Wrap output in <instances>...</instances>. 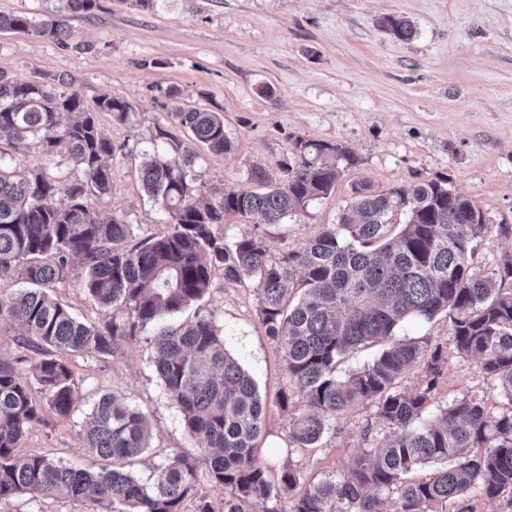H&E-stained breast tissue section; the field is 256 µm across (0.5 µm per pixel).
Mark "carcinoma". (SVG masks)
<instances>
[{
  "label": "carcinoma",
  "mask_w": 512,
  "mask_h": 512,
  "mask_svg": "<svg viewBox=\"0 0 512 512\" xmlns=\"http://www.w3.org/2000/svg\"><path fill=\"white\" fill-rule=\"evenodd\" d=\"M95 0H66L64 10L35 21L0 14V31L32 30L63 41L74 13ZM386 28L399 40L415 34L405 19L389 18ZM64 75L19 81L0 73V281L20 280L28 288L0 294V335L37 352V358H0V501L26 495L65 498L91 512H214L198 488L205 464L209 481L224 489V512H436L477 489L489 500L508 497L512 508V257L483 273L473 265L487 224L483 211L438 177L405 187L376 190L361 182L337 215V223L278 257L265 238L249 234L232 243L218 227L228 217L251 224H277L329 197L358 158L343 144L297 137L277 156L273 182L263 166L251 169L256 191L206 196L196 184L195 148L164 128L142 154L144 191L168 215L167 230L143 246H127L133 225L92 215L88 199L112 195V140L95 113ZM171 100L172 124L213 154L232 150L224 115L181 104V90L158 89ZM96 108L124 118L131 105L102 96ZM78 118L63 124V113ZM38 140L52 174L42 169L18 174L15 155ZM66 160H54L58 147ZM83 178L69 179L68 164ZM403 217L397 233L392 226ZM81 272L73 273V260ZM224 279L253 278L259 291L258 318L276 341L286 385L281 409L299 398L305 409L291 415L288 445L315 448L331 430V419L360 404L390 435L345 455V471L302 483L291 465L272 482L255 458L265 432L267 404L253 376L228 351L213 318H173L201 302L211 271ZM77 277L100 306L111 311L103 325L78 320L53 296V288ZM448 317L456 353L476 359L500 398L497 412L484 403L457 398L427 417L439 385L443 348L426 338H398L395 331L413 318ZM157 327L153 362L184 425L203 439L198 456L174 452L156 466L152 480L129 470L149 448L145 413L114 394L100 396L81 429L84 446L103 461L98 467H69L37 453L19 451L32 425L48 409L61 419L76 404L67 361L50 352L117 357L137 330ZM387 346L372 360L344 375L337 365L354 350ZM29 363L32 380L22 376ZM422 368L416 390L402 387L406 374ZM433 467L425 481L406 475ZM288 508L280 507L281 498Z\"/></svg>",
  "instance_id": "1"
}]
</instances>
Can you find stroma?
Listing matches in <instances>:
<instances>
[{
  "label": "stroma",
  "instance_id": "35a3bbf8",
  "mask_svg": "<svg viewBox=\"0 0 512 512\" xmlns=\"http://www.w3.org/2000/svg\"><path fill=\"white\" fill-rule=\"evenodd\" d=\"M389 17L410 20L413 39L394 38L384 27ZM70 26L61 44L29 31L0 32V73L22 81L65 75L90 108L107 93L131 104L122 119L97 115L116 153L111 196L89 199L100 216L117 215L135 226L130 246L167 228L165 213L140 186L138 168L156 128L171 123L158 90L174 86L183 101L223 112L233 142L229 153L198 159L204 190H253L250 168H273L292 137L336 141L359 158L333 194L305 213L259 227L227 218L219 229L225 240L257 231L278 256L335 223L355 182L384 191L445 176L486 216L476 267L488 271L512 256V234L500 231L512 226V0H156L149 11L133 0H96ZM267 84L275 97L261 94ZM54 296L85 322L110 317L78 280L55 288ZM258 305L254 279L230 283L223 268L213 269L203 312L267 401L256 460L274 474L291 464L308 482L341 472L374 409L363 404L337 416L335 434L319 447H289L290 414L277 403L284 364L258 319ZM396 335L443 348L446 361L429 413L462 397L494 407L479 363L455 352L445 315L408 320ZM152 336V328L140 330L117 358L67 355L75 410L66 419L46 414L22 451L87 464L84 418L101 395L114 394L149 418L150 446L132 466L140 479L172 451L198 454L202 439L188 433L155 370Z\"/></svg>",
  "mask_w": 512,
  "mask_h": 512
}]
</instances>
